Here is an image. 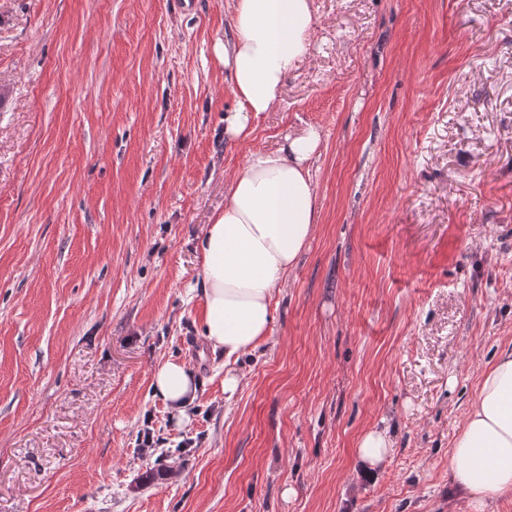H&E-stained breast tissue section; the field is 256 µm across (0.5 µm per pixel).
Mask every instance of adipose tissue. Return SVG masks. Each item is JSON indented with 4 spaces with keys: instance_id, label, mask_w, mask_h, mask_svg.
Masks as SVG:
<instances>
[{
    "instance_id": "obj_1",
    "label": "adipose tissue",
    "mask_w": 512,
    "mask_h": 512,
    "mask_svg": "<svg viewBox=\"0 0 512 512\" xmlns=\"http://www.w3.org/2000/svg\"><path fill=\"white\" fill-rule=\"evenodd\" d=\"M231 38L223 47L238 107L224 133L247 137L251 122L278 102L285 77L307 55L315 28L311 0H230ZM322 143L314 127L273 150L248 154L224 185V209L200 242L202 335L232 361L271 333L273 301L312 239L319 213L311 169ZM155 395L186 423L197 387L182 362L154 372ZM448 480L473 512L512 494V350L483 374L448 457Z\"/></svg>"
}]
</instances>
